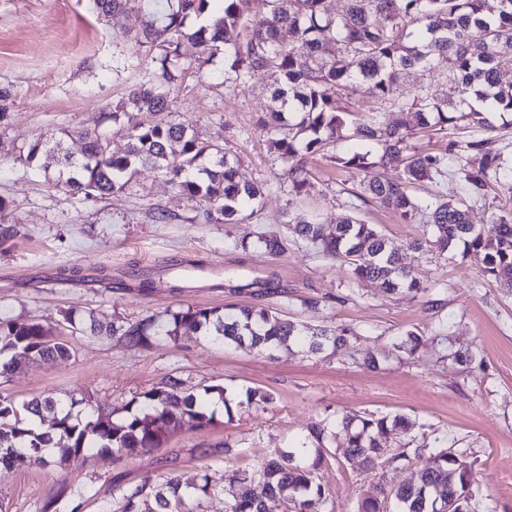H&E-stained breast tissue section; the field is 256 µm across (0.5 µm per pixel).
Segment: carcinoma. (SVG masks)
<instances>
[{
  "label": "carcinoma",
  "instance_id": "cac0c4a2",
  "mask_svg": "<svg viewBox=\"0 0 512 512\" xmlns=\"http://www.w3.org/2000/svg\"><path fill=\"white\" fill-rule=\"evenodd\" d=\"M128 0H92L98 19L109 23L125 11ZM163 0L143 9L140 25L122 33L154 63L145 80L128 90L107 113L112 127L78 132L81 156L65 147L72 131L41 135L19 154L21 161L54 171L56 187L87 200H102L131 188L141 166H149L188 201L202 209L206 221L241 224L256 214L264 186L247 177L224 145L207 140L191 119L180 112L172 86L185 73L203 68L221 54L224 85L236 88L255 73L272 78L269 103L259 127L273 161L281 163L279 184L296 194L309 181V160L318 155L336 168L362 176L357 189L341 184L338 193L352 198V214L334 230L312 214L283 221V230L260 232L254 245L272 257L288 249L292 235L326 259L345 266L352 279L371 281L388 294L418 295L427 291L401 254L379 229L358 215L359 204L387 203L407 223L423 225L422 236L409 248H426L445 260L473 256L483 272L512 289V155L495 136L493 114L512 115V84L502 85L500 72L512 67V0H343L333 12L329 0ZM209 13L210 24L194 27L192 18ZM290 39L283 41L281 31ZM412 69H444L459 92L450 107L424 90L406 91L400 75ZM360 83L377 107L358 115L339 105L343 91ZM153 112L152 124L137 121ZM392 112H412L413 127L391 118ZM448 131V144L438 152L422 149L417 141L426 131ZM126 139L123 153L109 149L112 135ZM340 141H356L367 150H339ZM464 184L465 195L454 200L417 194L422 182L439 183L448 167ZM395 171L392 179L376 175ZM492 200L497 210V233L486 237L471 223L470 203ZM91 330L117 337L134 346L151 348L161 340L176 343L186 332L203 333L226 346H247L260 352L304 344L308 352L332 353L358 339L343 326L312 329L269 308L230 304L166 311L161 325L150 315L134 322L92 321ZM69 346L54 330L36 321H0V378L12 376L24 360L67 358ZM224 399V387L206 385L198 391L169 377L138 393L124 415L93 408L90 401L71 397L34 398L21 407L0 400V466L40 460L62 465L87 453L118 455L128 448L151 452L163 445L168 430L186 426L203 430L216 425L212 398ZM83 410H76L77 406ZM403 415L376 416L345 412L335 429L316 423L309 436L317 443L316 457L307 465L295 451L274 449L257 470L240 483L259 478L263 493L256 495L224 487L229 512H271L283 501L292 512H320L324 492L314 469L329 451L332 439L345 459L360 458L366 470H396L407 453L388 446L389 438L410 433ZM471 467L456 452L438 448L432 465L418 482L408 485L377 483L358 502L357 512H436L443 501L457 497L456 512H471ZM216 481L205 473L190 481L173 477L155 492L156 512H178L185 500L208 495ZM143 488L121 490L114 512H143Z\"/></svg>",
  "mask_w": 512,
  "mask_h": 512
}]
</instances>
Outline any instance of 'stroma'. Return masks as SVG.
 I'll list each match as a JSON object with an SVG mask.
<instances>
[{
    "instance_id": "1",
    "label": "stroma",
    "mask_w": 512,
    "mask_h": 512,
    "mask_svg": "<svg viewBox=\"0 0 512 512\" xmlns=\"http://www.w3.org/2000/svg\"><path fill=\"white\" fill-rule=\"evenodd\" d=\"M142 6L129 0L105 24L90 0H0V88L11 93L0 121V222L17 230L0 247V319L51 326L71 350L66 360L23 361L14 376L0 379V399L19 406L48 394L86 396L119 411L175 376L190 386H224L231 407L217 409L218 422L208 429L169 431L150 453L130 450L116 460L94 454L62 468H1L0 512H112L116 487H154L204 472L218 490L186 500L182 512H225L224 485L272 449L313 446L308 426L349 410L406 416L415 445L452 448L471 463L478 512H512V291L484 276L474 259L448 262L410 249L421 225L402 223L393 207L376 203L362 208L361 218L389 237L426 293L391 295L353 282L346 268L293 238L279 257L240 247L241 239L279 228L286 216L317 213L333 225L349 213L347 196L338 192L344 175L324 158L312 160L302 195L273 187L274 163L258 126L266 74L226 88L218 58L203 80L172 89L204 137L223 142L248 177L265 184L262 209L249 223L205 222L148 168L136 174L132 190L86 200L17 161L39 134L94 128L143 81L150 59L121 37L137 27ZM160 209L166 220H156ZM146 278L155 282L149 295L141 291ZM232 303L273 307L314 328L350 326L360 338L329 358L299 347L270 358L192 333L145 349L64 321L73 308L108 322ZM409 331L421 341L418 350L393 352V342ZM461 346L474 353L472 365L448 360ZM368 353L381 356L378 369L359 366ZM250 387L271 393L272 404L246 406ZM429 462L424 452L382 475L327 453L316 471L324 512H356L379 478L411 483Z\"/></svg>"
}]
</instances>
